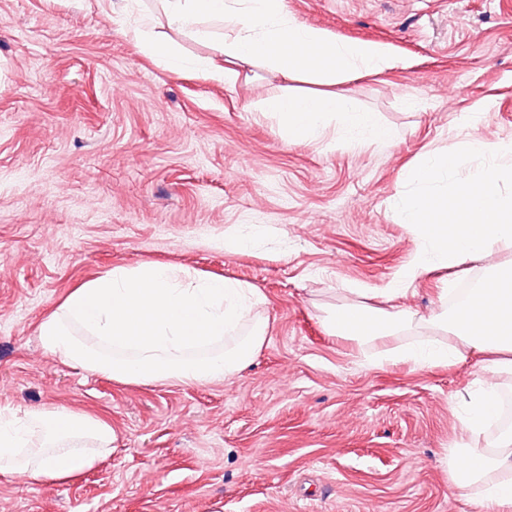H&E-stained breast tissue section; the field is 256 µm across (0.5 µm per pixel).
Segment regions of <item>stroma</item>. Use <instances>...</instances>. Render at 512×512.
I'll list each match as a JSON object with an SVG mask.
<instances>
[{
  "label": "stroma",
  "instance_id": "obj_1",
  "mask_svg": "<svg viewBox=\"0 0 512 512\" xmlns=\"http://www.w3.org/2000/svg\"><path fill=\"white\" fill-rule=\"evenodd\" d=\"M302 24L374 41L392 69L337 85L392 143L289 144L259 111L308 90L264 66L226 85L169 69L135 33L188 57L159 0H0V407L57 408L117 441L65 482L0 474V512H478L448 469L476 360L375 365L322 318L383 288L417 245L393 207L424 147L512 139V0H285ZM248 248L224 247V231ZM166 264L252 284L266 341L228 380L129 385L60 362L38 328L116 265ZM487 260L436 268L402 297L425 313Z\"/></svg>",
  "mask_w": 512,
  "mask_h": 512
}]
</instances>
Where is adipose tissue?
<instances>
[{
    "label": "adipose tissue",
    "mask_w": 512,
    "mask_h": 512,
    "mask_svg": "<svg viewBox=\"0 0 512 512\" xmlns=\"http://www.w3.org/2000/svg\"><path fill=\"white\" fill-rule=\"evenodd\" d=\"M170 24L193 28L208 38L200 19L224 23L222 65L215 76L236 84L246 68L264 65L284 79L306 76L318 85L315 93H283L266 100L263 111L275 113L288 143H311L334 129V144L366 140L389 143L393 130L375 113L360 111L334 87L362 71L390 69V50L375 42L347 43L330 39L323 31L299 23L283 0H163ZM473 156L490 163L475 171L466 165ZM410 194L397 203L403 223L412 225L419 245L406 268L385 288L389 307L374 308L361 302L326 311L324 325L330 335L357 343L378 344L379 363L409 360L438 368L464 362L475 352L489 354L483 369L491 382L469 391L462 423L468 436L483 432L499 415V375H512V265L494 262V255L512 247V194L501 185L512 181V140L473 138L465 153L451 155L425 150L421 160L405 174ZM488 259L489 273L465 302L440 307L428 315L398 305L419 278L437 266L453 268L466 259ZM427 328L431 337L399 345V336ZM39 429L38 447H31V429ZM117 436L98 418L61 409L0 408V473L69 478L91 468ZM453 481L460 490L481 485L483 504L493 512H512V429L501 431L491 451L470 445L455 451Z\"/></svg>",
    "instance_id": "adipose-tissue-1"
}]
</instances>
